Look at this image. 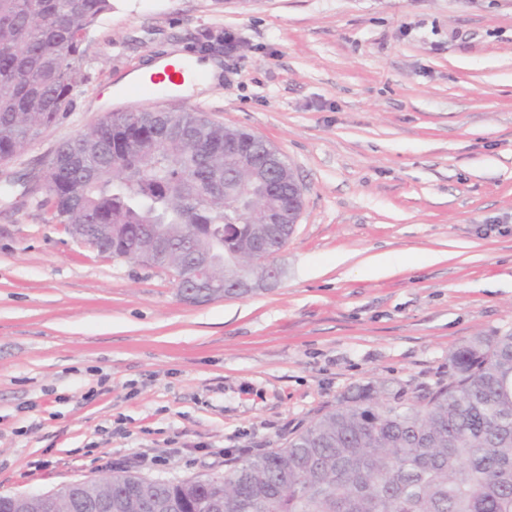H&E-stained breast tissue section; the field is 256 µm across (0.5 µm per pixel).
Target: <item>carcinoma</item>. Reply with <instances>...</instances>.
<instances>
[{
	"mask_svg": "<svg viewBox=\"0 0 512 512\" xmlns=\"http://www.w3.org/2000/svg\"><path fill=\"white\" fill-rule=\"evenodd\" d=\"M112 0H0V163L73 110L89 76L81 44ZM231 129L189 111L109 113L46 162L53 219L106 224L102 253L173 270L204 255L271 260L288 243L256 242L279 198L244 191ZM120 151L123 164L115 168ZM165 247L138 254L143 237ZM112 512H512V331L476 335L449 355L448 382L407 401L362 387L288 439L222 476L183 482L112 475ZM89 502L83 488L56 512Z\"/></svg>",
	"mask_w": 512,
	"mask_h": 512,
	"instance_id": "1",
	"label": "carcinoma"
}]
</instances>
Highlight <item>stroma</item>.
I'll use <instances>...</instances> for the list:
<instances>
[{
    "label": "stroma",
    "mask_w": 512,
    "mask_h": 512,
    "mask_svg": "<svg viewBox=\"0 0 512 512\" xmlns=\"http://www.w3.org/2000/svg\"><path fill=\"white\" fill-rule=\"evenodd\" d=\"M82 48L73 112L0 165V493L220 476L357 388L416 398L464 340L512 330V0H112ZM171 49L221 83L116 90ZM190 108L267 140L303 187L272 288L186 303L172 272L38 205L47 157L105 113Z\"/></svg>",
    "instance_id": "obj_1"
}]
</instances>
